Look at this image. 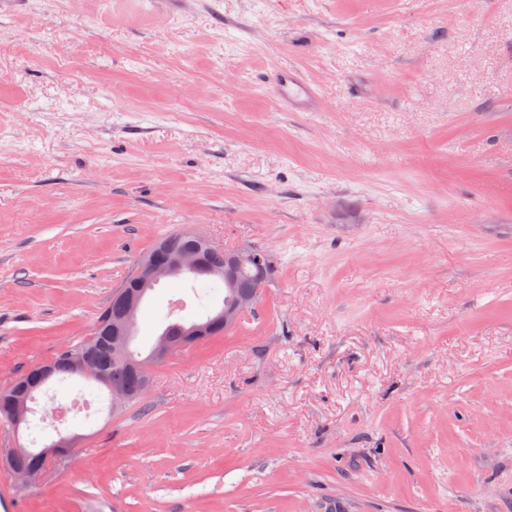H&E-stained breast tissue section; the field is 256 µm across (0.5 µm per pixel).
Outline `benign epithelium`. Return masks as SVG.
<instances>
[{
	"label": "benign epithelium",
	"instance_id": "7a95c632",
	"mask_svg": "<svg viewBox=\"0 0 512 512\" xmlns=\"http://www.w3.org/2000/svg\"><path fill=\"white\" fill-rule=\"evenodd\" d=\"M225 257L224 270L217 271L208 266L205 256L198 251L174 250L164 247L139 261L134 275L137 289L119 288L113 292L112 301L116 303V307L111 320L106 322L104 333L111 338L112 359L127 364L136 371L143 381V390L146 391L150 387V367L164 362L173 351L170 332L167 331L157 338L147 358L133 359L128 353V343L136 335L137 313L149 290L161 281L187 271L224 277V285L227 288L224 309L215 318L197 322L180 332L186 342L193 343L211 335L217 325L221 326L226 333L236 329L244 313L253 307L262 288L267 286L266 274L261 273L252 280L250 289L239 290L240 274L245 267L255 265L262 270L265 269L264 258L256 249L242 247L227 250ZM66 364L69 369L87 378L101 384H109L106 373L88 360L68 359ZM27 385L26 381H17L9 391L7 419L17 429L24 425L28 413L25 397ZM80 440L81 436L73 433L59 436L50 447L43 449L42 456L31 467L18 465V459L27 451V448L18 446L12 450L9 456L11 469L18 478L30 482L42 474L46 461L54 457L69 456V449L76 447Z\"/></svg>",
	"mask_w": 512,
	"mask_h": 512
}]
</instances>
